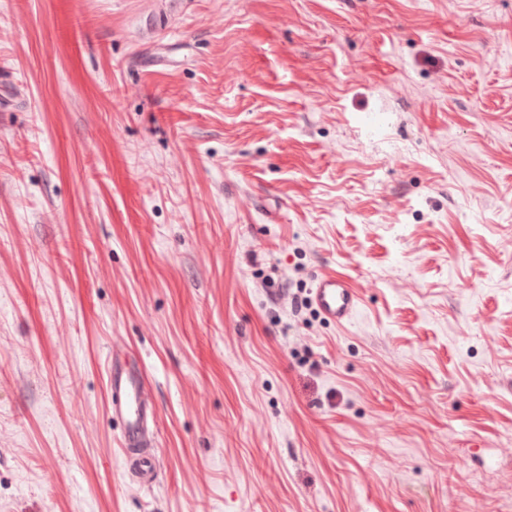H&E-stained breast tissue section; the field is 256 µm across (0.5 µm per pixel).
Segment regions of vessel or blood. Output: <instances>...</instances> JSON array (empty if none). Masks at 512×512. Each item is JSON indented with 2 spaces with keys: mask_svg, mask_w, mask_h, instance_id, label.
<instances>
[{
  "mask_svg": "<svg viewBox=\"0 0 512 512\" xmlns=\"http://www.w3.org/2000/svg\"><path fill=\"white\" fill-rule=\"evenodd\" d=\"M313 301L326 319L337 323L349 320L359 305L358 297L346 280L328 274L318 277ZM108 385L112 410L122 420V446L141 482L153 483L157 460L149 451V421L154 417V408L147 394L146 380L141 371L116 355L108 372Z\"/></svg>",
  "mask_w": 512,
  "mask_h": 512,
  "instance_id": "vessel-or-blood-1",
  "label": "vessel or blood"
}]
</instances>
